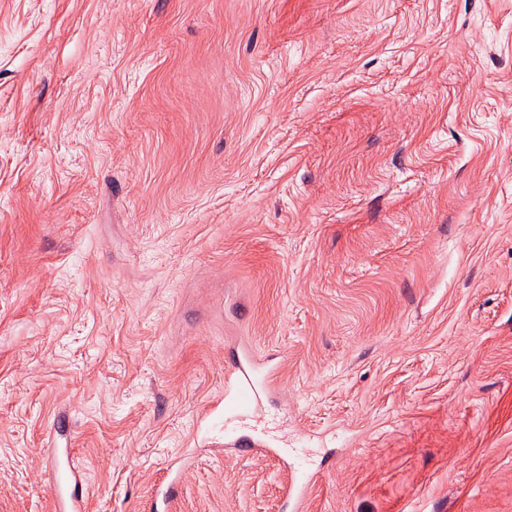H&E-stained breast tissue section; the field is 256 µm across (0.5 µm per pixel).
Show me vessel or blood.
<instances>
[{
    "mask_svg": "<svg viewBox=\"0 0 512 512\" xmlns=\"http://www.w3.org/2000/svg\"><path fill=\"white\" fill-rule=\"evenodd\" d=\"M285 356L280 352L256 353L249 344L237 342L228 347L224 363V411L213 415L212 424L231 417L240 421L238 429L224 432L225 451L236 455L262 456L273 452L268 429L257 428L255 420L266 404L280 396V374ZM52 487L55 512H89L88 496L75 457L60 459L49 450L43 460ZM181 475H168L158 484L150 512H175ZM314 482L311 475L290 470L284 495L292 512H300L303 500Z\"/></svg>",
    "mask_w": 512,
    "mask_h": 512,
    "instance_id": "vessel-or-blood-1",
    "label": "vessel or blood"
}]
</instances>
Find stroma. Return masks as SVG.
Returning <instances> with one entry per match:
<instances>
[{
	"instance_id": "stroma-1",
	"label": "stroma",
	"mask_w": 512,
	"mask_h": 512,
	"mask_svg": "<svg viewBox=\"0 0 512 512\" xmlns=\"http://www.w3.org/2000/svg\"><path fill=\"white\" fill-rule=\"evenodd\" d=\"M236 336L289 452L203 444ZM50 442L90 512H512V0H0V512ZM316 475H308L291 469L284 486V495L292 512L302 510L303 500L312 486ZM182 482V472L174 476L169 470L163 480L157 485L156 493L150 504L151 512H173L176 510L178 488Z\"/></svg>"
}]
</instances>
